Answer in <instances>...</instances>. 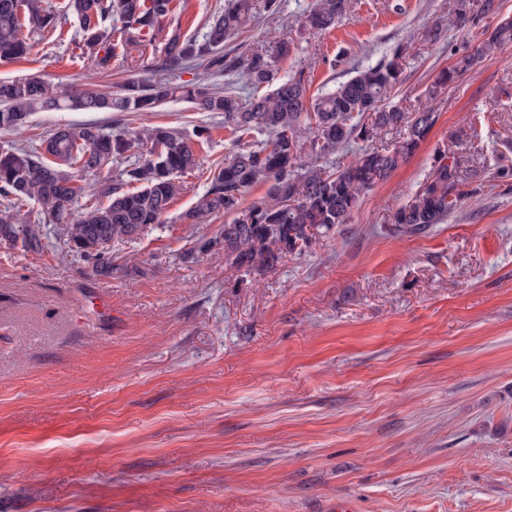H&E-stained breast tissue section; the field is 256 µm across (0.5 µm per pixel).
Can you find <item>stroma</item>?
Returning a JSON list of instances; mask_svg holds the SVG:
<instances>
[{
  "label": "stroma",
  "instance_id": "1",
  "mask_svg": "<svg viewBox=\"0 0 512 512\" xmlns=\"http://www.w3.org/2000/svg\"><path fill=\"white\" fill-rule=\"evenodd\" d=\"M314 2L257 12L230 47L290 41L276 80L300 71L317 92L411 43L392 99L411 111L449 44L467 39H420L454 0H352L327 30L305 25ZM223 7L176 0L153 45L117 51L108 72L82 58L71 17L30 34L29 55L0 61V79L102 92L132 76L200 81L154 58L172 31L202 37ZM434 107L427 139L348 223L260 272L220 246L184 258L224 231L220 217L180 221L234 151L223 115L171 101L145 116L39 112L0 130V150L88 121L213 131L164 223L112 241L104 260L51 237L39 253L0 242V512H512V186L487 178L512 163V45ZM460 130L478 137L452 143ZM443 145L469 196L443 223L392 232Z\"/></svg>",
  "mask_w": 512,
  "mask_h": 512
}]
</instances>
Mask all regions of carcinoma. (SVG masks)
Masks as SVG:
<instances>
[{
    "label": "carcinoma",
    "instance_id": "1",
    "mask_svg": "<svg viewBox=\"0 0 512 512\" xmlns=\"http://www.w3.org/2000/svg\"><path fill=\"white\" fill-rule=\"evenodd\" d=\"M256 8L254 0H226L224 12L203 39L175 31L159 62L176 71L193 67L207 75L231 74L253 93L243 97L231 87L150 83L129 78L112 93L65 88L37 76L0 80V129L20 130L37 112H154L174 100H186L204 112L224 115V128L237 150L208 179L205 192L181 219L202 224L224 215V255L248 271L261 270L288 253H302L315 235L348 222L362 195L385 181L409 158L437 121L431 102L487 56L512 43V16L501 14V0H455L448 16L426 28L424 40L436 44L450 30H480L483 39L450 51L452 63L426 90L429 103L414 116L390 103L401 82L411 44L358 69L335 90L309 94L298 72L274 83L273 59H285L290 42L256 45L239 53L224 42L242 28ZM351 0H315L307 17L312 29H328L350 14ZM173 0H68L67 11L83 31V55L102 72L112 70L115 44L112 20L122 22L126 45L151 40L173 13ZM60 16L44 11L39 0H0V60L26 57V32L57 29ZM403 129L393 147H364L347 165L327 169L318 160L353 143L367 144L382 132ZM211 130L198 125L193 137L164 126H145L135 136L105 131L97 122L58 127L35 150L17 144L0 152V240L27 251L42 249L43 222L54 225L57 241L71 252L101 256L115 239H133L163 223L181 190L177 178L199 167L197 150L210 142ZM149 147L148 157L141 150ZM458 159L446 150L433 156L432 172L411 199L392 215L400 232H420L440 224L470 194L458 175ZM115 170L112 182L96 189L74 169ZM268 185L265 197L244 205L245 194ZM79 216L74 207L84 198ZM30 202L44 219L22 209Z\"/></svg>",
    "mask_w": 512,
    "mask_h": 512
}]
</instances>
